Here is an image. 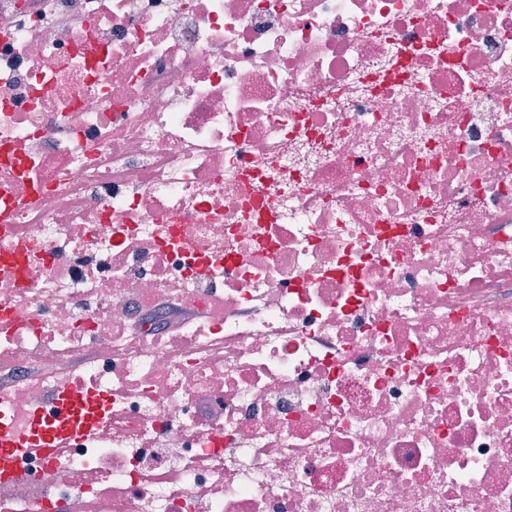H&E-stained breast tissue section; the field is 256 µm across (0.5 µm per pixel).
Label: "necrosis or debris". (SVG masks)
<instances>
[{"mask_svg":"<svg viewBox=\"0 0 512 512\" xmlns=\"http://www.w3.org/2000/svg\"><path fill=\"white\" fill-rule=\"evenodd\" d=\"M0 512H512V0H0Z\"/></svg>","mask_w":512,"mask_h":512,"instance_id":"necrosis-or-debris-1","label":"necrosis or debris"}]
</instances>
